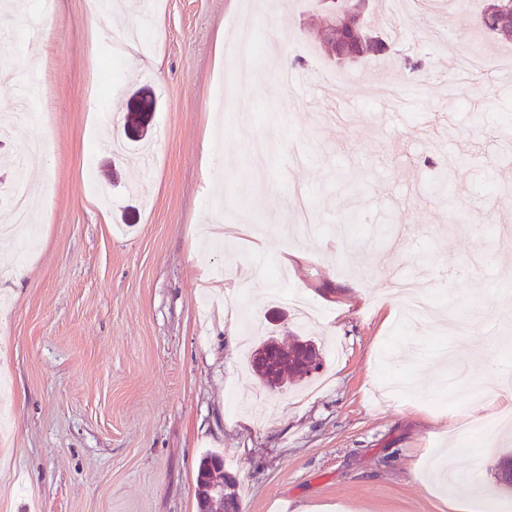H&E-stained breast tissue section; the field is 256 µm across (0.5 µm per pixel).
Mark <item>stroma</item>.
<instances>
[{
	"mask_svg": "<svg viewBox=\"0 0 512 512\" xmlns=\"http://www.w3.org/2000/svg\"><path fill=\"white\" fill-rule=\"evenodd\" d=\"M25 2L0 16V113L48 163L26 173L37 246L0 238V512H197L211 451L241 512H449L451 469L512 512V443L488 432L475 462L455 428L496 423L512 376V38L482 31L486 0L447 40L430 0L388 52L343 62L318 48L317 0L274 20L269 0H126L132 49L88 0H56L36 50ZM240 32L264 45L252 83L215 60ZM270 44L303 85L267 90ZM451 53L490 65L436 77ZM142 88L146 161L124 134ZM266 137L265 189L242 200ZM389 266L432 283L427 320L403 321ZM270 331L321 344L320 373L264 387L248 346ZM215 460L220 461V468H216L213 463ZM224 457L216 452L205 454L198 465L197 476H196V492L203 486L208 480L213 478H223L224 474Z\"/></svg>",
	"mask_w": 512,
	"mask_h": 512,
	"instance_id": "stroma-1",
	"label": "stroma"
}]
</instances>
